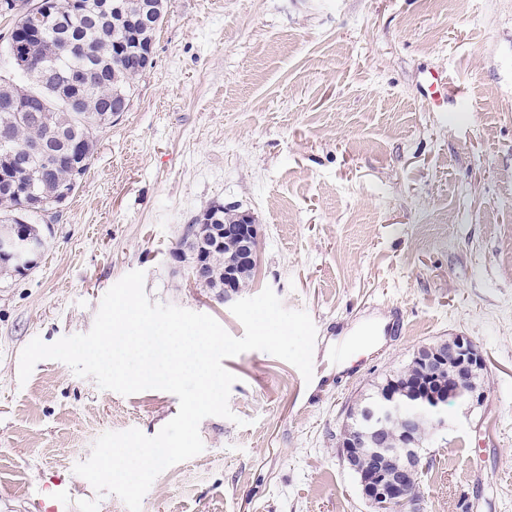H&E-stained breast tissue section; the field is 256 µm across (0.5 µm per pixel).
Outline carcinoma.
<instances>
[{
    "label": "carcinoma",
    "mask_w": 512,
    "mask_h": 512,
    "mask_svg": "<svg viewBox=\"0 0 512 512\" xmlns=\"http://www.w3.org/2000/svg\"><path fill=\"white\" fill-rule=\"evenodd\" d=\"M72 14L71 24L47 25L37 30L20 12L7 38L5 52L14 56L13 44L27 47L28 58L20 72L29 79L21 85L0 81V236L23 235L40 239L34 219L57 206L56 193L74 192L86 174L96 150L93 131L112 124L113 101L130 95L133 82L146 73L141 56L133 51L129 35L139 0H122L123 10L110 8L111 0H57ZM75 69L85 73L83 87L70 85ZM26 108L17 118L14 105ZM42 143L55 156L52 167L42 173L41 206H32L27 188L34 162L23 164L22 148ZM213 224L237 223L236 210L213 205L200 217ZM193 217L191 223H198ZM211 256L207 287L223 284L220 260ZM389 381L356 401L365 417L378 408Z\"/></svg>",
    "instance_id": "carcinoma-1"
}]
</instances>
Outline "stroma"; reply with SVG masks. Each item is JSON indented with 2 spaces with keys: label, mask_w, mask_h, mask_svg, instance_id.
<instances>
[{
  "label": "stroma",
  "mask_w": 512,
  "mask_h": 512,
  "mask_svg": "<svg viewBox=\"0 0 512 512\" xmlns=\"http://www.w3.org/2000/svg\"><path fill=\"white\" fill-rule=\"evenodd\" d=\"M169 0L153 66L96 130L76 191L43 218L36 265L0 278V512L45 478L127 512L76 475L106 431L154 436L176 396H123L19 356L91 330L103 295L145 273L150 301L244 334L219 289L176 258L183 226L221 202L260 226L239 298L271 288L316 327L313 378L262 351L223 359L233 419L153 482L142 512H371L339 456L348 407L422 346L484 352L487 396L452 405L427 443L426 512H512V0ZM451 73L472 108H433Z\"/></svg>",
  "instance_id": "1"
}]
</instances>
